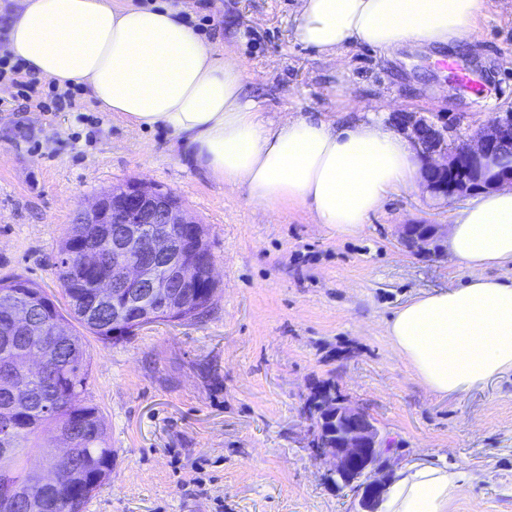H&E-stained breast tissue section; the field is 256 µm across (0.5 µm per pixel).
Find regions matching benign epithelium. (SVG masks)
Returning <instances> with one entry per match:
<instances>
[{
    "mask_svg": "<svg viewBox=\"0 0 512 512\" xmlns=\"http://www.w3.org/2000/svg\"><path fill=\"white\" fill-rule=\"evenodd\" d=\"M456 117L437 116L434 120L414 113L403 115L396 127L408 131V138L420 162V173L427 192L434 198L465 199L479 190L512 187V167L503 155L512 149V113L488 119L479 131L462 144L468 165H460V154L448 148V133ZM78 224L98 225L99 235L111 241L112 259L98 253H83L81 268L96 272L93 309H101L120 298L112 325L136 328L147 320L173 314L172 303L191 310L197 300L195 289L201 276L215 284L214 262L205 255L201 224L183 207L171 190L144 180L112 187V195H100L81 207ZM448 237L446 224H404L399 238L406 249L430 254L436 242ZM11 300L3 313V323L14 329L32 325L31 310L37 305L34 289L16 286L9 290ZM336 447L317 446V457L329 462L336 481L360 494V512H378L386 487L384 469L393 451L378 427L364 422L365 411L344 398L334 402ZM73 435L66 433L56 446L44 453L38 468L30 470L24 485L4 484L0 490V512H39L45 499L40 490L57 488L53 461L73 454Z\"/></svg>",
    "mask_w": 512,
    "mask_h": 512,
    "instance_id": "obj_1",
    "label": "benign epithelium"
}]
</instances>
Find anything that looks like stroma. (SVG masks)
Returning <instances> with one entry per match:
<instances>
[{"label": "stroma", "instance_id": "stroma-1", "mask_svg": "<svg viewBox=\"0 0 512 512\" xmlns=\"http://www.w3.org/2000/svg\"><path fill=\"white\" fill-rule=\"evenodd\" d=\"M175 1L218 56L244 65L245 97L267 121L340 119L348 96L363 113H452L460 141L512 111V0H487L467 49L385 59L356 46L339 69L296 39V0H161ZM451 59L477 90L456 85ZM72 92L74 110L17 112L0 82V279L61 296L55 262L76 209L138 179L173 191L205 225L217 275L202 318L148 323L117 342L87 336V399L107 423L112 475L85 512H353L352 491L305 446L307 399L327 384L392 441L391 470L464 467L471 481L449 512H512V374L437 397L385 334L413 297L467 281L447 254L398 242L401 225L451 223L461 201L433 199L417 180L389 192L361 234L341 235L305 207L251 202L179 162L167 129L131 126L83 86Z\"/></svg>", "mask_w": 512, "mask_h": 512}]
</instances>
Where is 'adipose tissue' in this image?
Listing matches in <instances>:
<instances>
[{
	"instance_id": "ef3b65f1",
	"label": "adipose tissue",
	"mask_w": 512,
	"mask_h": 512,
	"mask_svg": "<svg viewBox=\"0 0 512 512\" xmlns=\"http://www.w3.org/2000/svg\"><path fill=\"white\" fill-rule=\"evenodd\" d=\"M485 3L299 0L295 35L330 62L358 44L391 59L410 44H472ZM8 46L37 76L83 85L102 111L135 127H166L183 144L182 159L216 182L245 187L269 207L305 206L344 235L360 234L387 193L416 174L408 140L376 116L265 122L244 97L242 65L217 57L171 6L19 0ZM446 251L469 270L466 283L414 297L386 325L399 359L441 396L512 372V283L486 274L512 264V190L484 192L460 209ZM464 492L460 473L416 464L390 481L381 510L448 512Z\"/></svg>"
}]
</instances>
